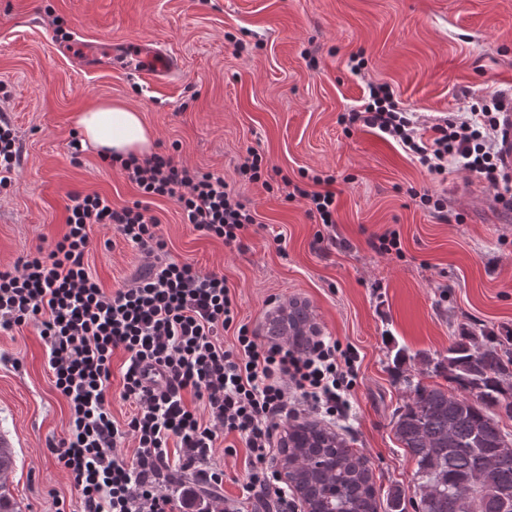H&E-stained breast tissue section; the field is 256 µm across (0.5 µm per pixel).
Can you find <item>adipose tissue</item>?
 <instances>
[{"mask_svg": "<svg viewBox=\"0 0 512 512\" xmlns=\"http://www.w3.org/2000/svg\"><path fill=\"white\" fill-rule=\"evenodd\" d=\"M72 121L81 136L83 149L106 159L140 158L150 153L154 136L136 109L102 103L74 113Z\"/></svg>", "mask_w": 512, "mask_h": 512, "instance_id": "adipose-tissue-1", "label": "adipose tissue"}]
</instances>
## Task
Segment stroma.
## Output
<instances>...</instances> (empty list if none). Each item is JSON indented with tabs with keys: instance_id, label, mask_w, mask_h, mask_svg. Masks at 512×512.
Wrapping results in <instances>:
<instances>
[{
	"instance_id": "stroma-1",
	"label": "stroma",
	"mask_w": 512,
	"mask_h": 512,
	"mask_svg": "<svg viewBox=\"0 0 512 512\" xmlns=\"http://www.w3.org/2000/svg\"><path fill=\"white\" fill-rule=\"evenodd\" d=\"M69 36L146 38L181 69L154 79L112 61L81 67L61 49ZM371 83L389 85L424 125L512 89V0H0V111L24 153L0 195V264L52 248L70 193L116 207L138 200L119 168L69 149L73 113L101 101L137 109L157 135L155 152L223 175L256 213L229 248L187 224L174 200L154 199L171 258L223 274L239 319L260 338L279 306L298 301L319 336L352 345L356 384L331 428L367 458L379 494L410 496L416 463L394 426L411 383L448 387L436 364L463 330L512 337V211L495 208L493 187L463 160L435 180L397 144L342 124ZM251 150L267 183L239 172ZM317 176L334 179L332 242L304 202L277 189L286 179L310 190ZM415 190L447 198V219ZM389 230L400 254L372 246ZM92 240L93 274L107 291L125 287L141 255L111 229L95 228ZM69 417L36 331H0V433L16 460L6 485L21 512H81L54 450ZM211 462L225 474L212 512L226 498L252 512L243 440H219Z\"/></svg>"
}]
</instances>
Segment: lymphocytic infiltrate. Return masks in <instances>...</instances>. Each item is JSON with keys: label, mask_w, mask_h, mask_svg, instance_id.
<instances>
[{"label": "lymphocytic infiltrate", "mask_w": 512, "mask_h": 512, "mask_svg": "<svg viewBox=\"0 0 512 512\" xmlns=\"http://www.w3.org/2000/svg\"><path fill=\"white\" fill-rule=\"evenodd\" d=\"M507 105L498 92L469 114L440 117L424 129L388 86L372 84L341 121L397 142L435 178L447 174L450 159H465L503 202L512 200V174L501 167ZM121 168L140 200L116 208L97 193L69 194L66 231L54 246L0 268V328L36 329L54 387L69 405V432L56 446L57 458L83 512H173L174 495L191 504L201 491L223 486L211 452L220 437L236 433L250 453L245 492L259 502L275 500L277 512H286L273 466L274 432L301 406L332 420L342 415V395L356 383L357 352L336 340L318 339L303 350L261 341L237 323L223 275L170 259L151 199L175 200L188 223L228 246L255 224L254 211L223 175L159 153ZM96 225L114 228L144 258L129 284L113 292L88 264ZM119 348L127 354L120 396L132 407L121 423L109 402ZM188 393L202 409L187 405ZM128 440L135 449L127 461L120 446Z\"/></svg>", "instance_id": "f902f5d3"}]
</instances>
